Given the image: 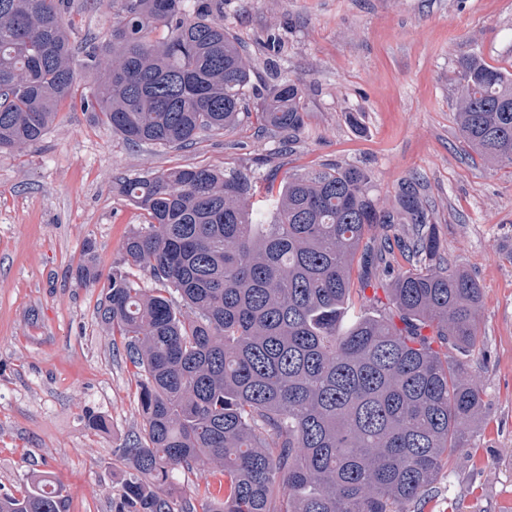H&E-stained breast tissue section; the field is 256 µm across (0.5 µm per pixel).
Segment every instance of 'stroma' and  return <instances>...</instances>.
<instances>
[{
    "label": "stroma",
    "mask_w": 512,
    "mask_h": 512,
    "mask_svg": "<svg viewBox=\"0 0 512 512\" xmlns=\"http://www.w3.org/2000/svg\"><path fill=\"white\" fill-rule=\"evenodd\" d=\"M115 14L74 0L75 39L108 40ZM224 26L262 81L306 86L290 151L251 119L186 148L134 147L78 105L40 143L0 150V493L50 476L67 512H112L127 465L118 449L143 419L134 368L98 317L102 288L75 270L88 239L102 273L122 266L144 221L115 177L206 166L280 180L338 164L366 168L389 205L417 178L441 254L483 291L469 362L482 418L424 512H512V167L463 142L451 79L473 54L512 72V0H224ZM88 410L106 428H91Z\"/></svg>",
    "instance_id": "obj_1"
}]
</instances>
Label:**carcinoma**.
Here are the masks:
<instances>
[{"label": "carcinoma", "mask_w": 512, "mask_h": 512, "mask_svg": "<svg viewBox=\"0 0 512 512\" xmlns=\"http://www.w3.org/2000/svg\"><path fill=\"white\" fill-rule=\"evenodd\" d=\"M73 0H0V150L41 141L81 103L129 144L186 147L245 117L265 133L304 125L298 81L256 91L224 0H120L108 40H72ZM456 122L482 161L512 166V73L463 57ZM359 166L326 165L259 184L234 169L118 177L144 211L124 264L101 280L88 239L75 278L102 284L100 322L136 369L143 432L114 512H196L176 475L206 458L224 479L203 512H420L482 415L478 376L454 356L476 349L479 282L439 256L428 208L409 181L389 208ZM397 239L412 269L376 315L352 307L351 269L367 232ZM135 269L152 288L132 279ZM444 346L447 353L435 349ZM62 485L36 478L0 512H67Z\"/></svg>", "instance_id": "1"}]
</instances>
